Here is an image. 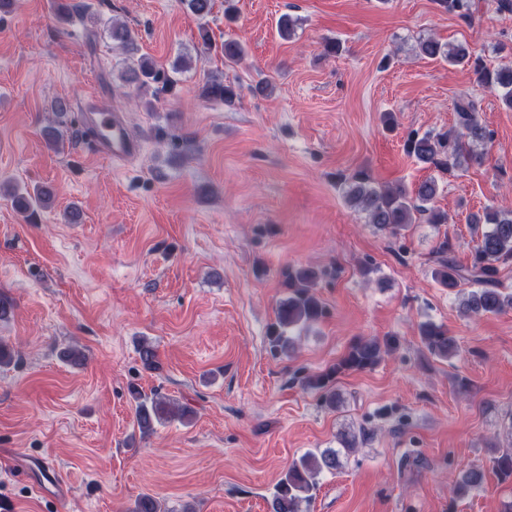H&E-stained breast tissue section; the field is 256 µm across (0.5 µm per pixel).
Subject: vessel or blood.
Returning a JSON list of instances; mask_svg holds the SVG:
<instances>
[{"mask_svg":"<svg viewBox=\"0 0 512 512\" xmlns=\"http://www.w3.org/2000/svg\"><path fill=\"white\" fill-rule=\"evenodd\" d=\"M78 117L97 156L122 161L141 152V141L132 135L124 118L113 111L110 102L95 95L89 96L82 100Z\"/></svg>","mask_w":512,"mask_h":512,"instance_id":"b4317fda","label":"vessel or blood"}]
</instances>
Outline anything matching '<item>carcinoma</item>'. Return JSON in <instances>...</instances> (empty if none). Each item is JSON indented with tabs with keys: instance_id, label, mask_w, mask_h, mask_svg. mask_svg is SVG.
<instances>
[{
	"instance_id": "obj_1",
	"label": "carcinoma",
	"mask_w": 512,
	"mask_h": 512,
	"mask_svg": "<svg viewBox=\"0 0 512 512\" xmlns=\"http://www.w3.org/2000/svg\"><path fill=\"white\" fill-rule=\"evenodd\" d=\"M437 2L446 11L467 22L472 21L471 0ZM109 34L116 47L128 54L134 53L135 35L126 24L112 23ZM416 49L421 56L472 68L480 83L500 92L502 104L512 109L511 67H491L481 57L472 54L466 45L442 43L433 37L419 40ZM220 53L224 57V65L233 67L243 60L244 48L240 41L226 38L220 46ZM129 72L142 88L160 81L171 87L176 82L175 78L157 69L155 62L146 56L138 57L130 65ZM204 94L226 105L234 104L239 98L234 83L216 77L207 80ZM455 112L457 132L422 136L415 133L405 142L407 154L443 174L473 163H482L484 152L480 148L490 142V130L481 122L472 99H459L455 104ZM344 190L348 201L365 215L367 223L391 235L415 223L419 215L426 216L429 224L448 223V213L435 205L439 183L434 176L423 179L414 189L409 190L402 184L377 185L364 172L356 171L344 178ZM52 196L53 191L49 186H41L32 194L18 189L10 193L15 207L23 213L46 206ZM471 223L482 225L471 264L467 267L458 265L452 256L451 246L443 240L436 248L438 268L433 271V277L450 290L460 287L464 281L475 285V289L460 301L459 309L464 315L499 314L512 309V291L502 287L499 278L501 265L512 260V210L489 207L481 214L472 215ZM314 280L315 274L307 269L288 272L286 287L289 296L277 309L276 328L271 336L273 349L285 350L290 347L292 337L285 335V330L301 328L322 315V304L312 292ZM419 331L421 342L430 354L441 359H450L456 355V341L443 327L426 322L420 325ZM388 347L389 344L383 345L372 339L356 341L337 364L336 371L372 367L381 360ZM170 412V403L166 400L141 396L136 407V423L142 432L147 433L153 430L154 423L168 418ZM489 463L501 479H512V450L491 456ZM341 466L339 450L328 448L319 453H306L292 464L276 485L270 512H301V504L311 499L312 492L317 488V477L324 471H336ZM483 479V468L470 466L465 470L454 493L461 495L477 489Z\"/></svg>"
}]
</instances>
